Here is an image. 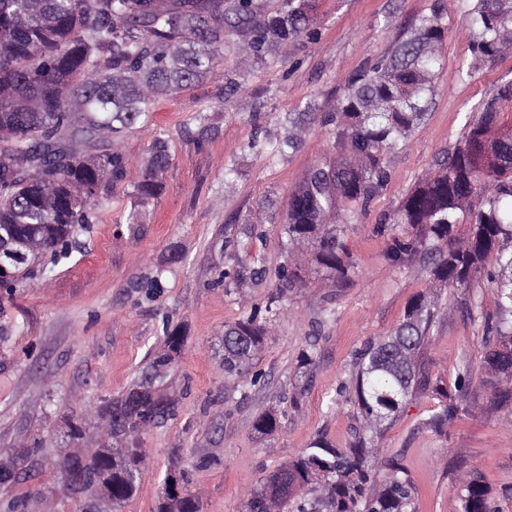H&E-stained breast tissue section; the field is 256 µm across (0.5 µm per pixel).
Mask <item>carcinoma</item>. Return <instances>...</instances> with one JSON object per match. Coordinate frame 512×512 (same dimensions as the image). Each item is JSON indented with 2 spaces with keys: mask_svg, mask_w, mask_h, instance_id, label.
Wrapping results in <instances>:
<instances>
[{
  "mask_svg": "<svg viewBox=\"0 0 512 512\" xmlns=\"http://www.w3.org/2000/svg\"><path fill=\"white\" fill-rule=\"evenodd\" d=\"M254 0H0V240L14 254L9 278L0 280V315L4 300H13L22 284L45 276L79 249V235L91 231L93 206L109 185L125 176L117 147L87 157L78 143L96 142L128 129L151 133L150 157L143 178L132 186L134 205L145 209L162 193L163 175L171 164L166 131L154 120L155 103L215 74L224 56V38L240 34L256 62L276 47L312 34V0H283L280 8L257 21ZM440 5L423 17L392 55L368 72L348 79L329 112H293L288 127L320 120L330 127L345 155L333 163L314 165L289 195L282 213L272 219L287 235V258L280 266V288L297 277L294 249L310 246L316 270L339 283L348 281L351 265L336 211L340 203L365 212L389 180L386 155L395 150L423 119L445 28ZM471 52L477 63L512 54V0H478L471 11ZM512 104V81L502 82L483 100L478 119L468 124L461 141L439 164V171L401 200L394 216L379 218V233H390L387 259L393 266L418 254L429 258L431 286L458 288L477 269L490 264L498 307L485 317L484 364L512 378V161L506 165L484 158V141L501 123L504 103ZM291 132L253 137L252 152L269 158L299 148ZM469 225L463 240L455 235L461 221ZM404 230L392 234V225ZM228 239L231 264L222 282L230 289L250 279L261 281L267 269L236 257ZM435 305L423 296L412 301L404 319L388 335L366 341L356 352L354 404L365 431H379L395 421L414 393L433 391L442 400L429 424L438 428L459 413L456 399L432 380L424 350L436 323ZM164 350L153 358L151 373L120 397L107 403L106 413L134 435L174 413L159 393L168 366L180 355L185 336L164 324ZM265 327L260 310L244 312L224 325V376L254 384L253 360L262 348ZM254 430L274 432L277 416L258 414ZM42 454L39 444L10 460L19 483L32 478ZM145 449L97 448L76 461L85 484L112 496L119 512L139 490ZM384 491L369 493L377 477V456L359 435L340 450L317 441L278 469L282 512L316 477L324 480L334 512H406L411 485L394 463ZM181 497L171 505L159 501L157 512H201L181 473ZM270 481L253 490L246 512H268ZM463 512H491L488 490L479 477L462 482Z\"/></svg>",
  "mask_w": 512,
  "mask_h": 512,
  "instance_id": "cac0c4a2",
  "label": "carcinoma"
}]
</instances>
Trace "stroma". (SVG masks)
I'll list each match as a JSON object with an SVG mask.
<instances>
[{"mask_svg": "<svg viewBox=\"0 0 512 512\" xmlns=\"http://www.w3.org/2000/svg\"><path fill=\"white\" fill-rule=\"evenodd\" d=\"M476 3L444 0L440 21L448 36L428 111L387 156L390 179L369 210L340 217L355 264L344 287L305 260L294 288L276 304L268 302L286 240L269 216L284 210L307 169L339 158L329 128L306 127L299 150L272 160L243 145L257 130L284 133L288 113L307 102L331 111L346 79L388 57L404 32L431 15L435 0H315L314 35L283 46L266 65L246 55L242 36L227 37L217 77L155 105L172 164L160 198L134 226L130 191L144 174L150 136L139 129L120 136L126 178L109 187L81 250L24 285L7 310L9 334L0 340V459L35 443L42 454L31 480L0 485V512L36 486L43 490L37 512H68L59 461L73 446L111 444L103 409L149 372L167 321L186 337L160 386L175 414L141 433L148 459L140 489L122 512H156L165 476L174 469L187 471L202 512H243L251 489L316 440L348 447L359 421L336 389L352 382L364 342L387 335L421 294L434 297L439 310L424 354L427 368L449 391L458 370L468 368L469 390L458 401V417L441 428L429 424L438 397L425 391L390 428L371 434L382 458L374 488L383 489L395 461L412 482L413 512H462L460 486L475 473L490 491L494 512H512V400L501 398L512 381L483 366V317L497 309L493 285L481 271L462 288L431 287L422 261L390 265L389 239L375 231L381 215L394 213L411 188L437 171L485 96L512 80V55L472 62L469 14ZM230 81L236 84L231 93L225 90ZM195 111L206 112L216 130L208 141H197L184 127ZM228 166L236 169L229 180ZM246 222L261 225L264 234L238 257L247 264L262 259L267 277L227 291L219 283L224 239L238 236ZM154 277L158 287H147ZM268 305L273 311L255 361L261 381L246 386L225 379V323ZM312 338L314 363L304 370L300 353ZM264 411L279 419L270 435L253 428ZM72 418L84 430L71 442L65 433Z\"/></svg>", "mask_w": 512, "mask_h": 512, "instance_id": "stroma-1", "label": "stroma"}]
</instances>
